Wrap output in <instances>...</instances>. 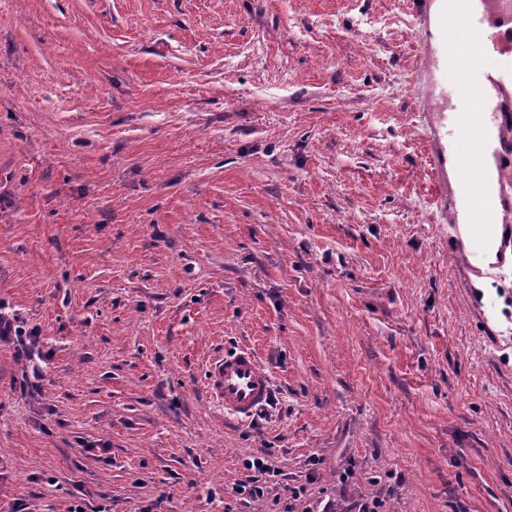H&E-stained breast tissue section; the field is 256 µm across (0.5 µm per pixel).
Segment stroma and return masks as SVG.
<instances>
[{
  "instance_id": "stroma-1",
  "label": "stroma",
  "mask_w": 512,
  "mask_h": 512,
  "mask_svg": "<svg viewBox=\"0 0 512 512\" xmlns=\"http://www.w3.org/2000/svg\"><path fill=\"white\" fill-rule=\"evenodd\" d=\"M417 9L0 0V312L43 356L0 341V512H512V266L452 253ZM242 345L237 425L203 364ZM16 319L9 318L5 314L0 312V340H10L12 338L11 335L15 336L16 342L18 345L22 347L27 360L29 361V373L28 376H31L33 379H37L40 376L42 367L35 360V356L37 359L42 361V358L39 353H35L32 348L36 346L37 336H34L32 332H30L29 336H27L29 344L25 342L23 339V333L20 326L15 325ZM204 390L225 417L247 423L271 400L272 379L253 349L238 346L208 362ZM244 468L251 474L246 476L236 489L238 495H246L245 498L261 497L264 495L266 484L269 478L274 476V469L269 465V461L262 457L247 459L243 463Z\"/></svg>"
}]
</instances>
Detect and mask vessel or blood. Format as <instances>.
Returning <instances> with one entry per match:
<instances>
[{
  "label": "vessel or blood",
  "instance_id": "b4317fda",
  "mask_svg": "<svg viewBox=\"0 0 512 512\" xmlns=\"http://www.w3.org/2000/svg\"><path fill=\"white\" fill-rule=\"evenodd\" d=\"M434 2L423 0L417 18L436 32L421 43L420 72L436 206L449 224H468L463 258L472 270L489 241L512 246V0H450L441 11ZM440 87L459 105L441 109ZM204 390L226 417L246 423L270 401L272 379L253 349L239 346L208 362Z\"/></svg>",
  "mask_w": 512,
  "mask_h": 512
}]
</instances>
